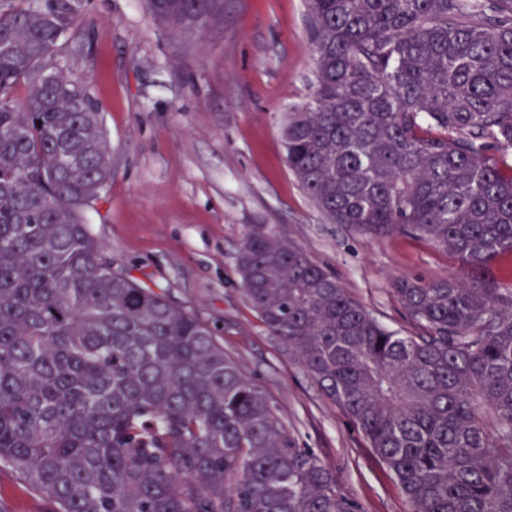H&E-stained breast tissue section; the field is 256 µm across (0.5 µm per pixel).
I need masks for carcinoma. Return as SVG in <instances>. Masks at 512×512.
Wrapping results in <instances>:
<instances>
[{
  "instance_id": "1",
  "label": "carcinoma",
  "mask_w": 512,
  "mask_h": 512,
  "mask_svg": "<svg viewBox=\"0 0 512 512\" xmlns=\"http://www.w3.org/2000/svg\"><path fill=\"white\" fill-rule=\"evenodd\" d=\"M174 32L224 0H149ZM85 0H0V464L50 512H360L211 328L112 266L86 218L101 105L46 69ZM311 100L288 166L335 224L407 234L467 278L399 280L386 329L253 224L248 304L350 417L408 512H512V0H307ZM22 105L14 103L19 84Z\"/></svg>"
}]
</instances>
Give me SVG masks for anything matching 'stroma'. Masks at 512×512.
<instances>
[{"label": "stroma", "mask_w": 512, "mask_h": 512, "mask_svg": "<svg viewBox=\"0 0 512 512\" xmlns=\"http://www.w3.org/2000/svg\"><path fill=\"white\" fill-rule=\"evenodd\" d=\"M82 26L49 66L85 81L103 107L112 179L87 219L113 265L206 322L362 512H408L348 415L268 335L237 271L250 226L265 225L401 336L416 327L393 281L459 273L431 244L330 223L289 170L285 114L312 93L305 0H224L207 33L182 35L156 22L147 0H88ZM0 504L48 510L1 465Z\"/></svg>", "instance_id": "stroma-1"}]
</instances>
